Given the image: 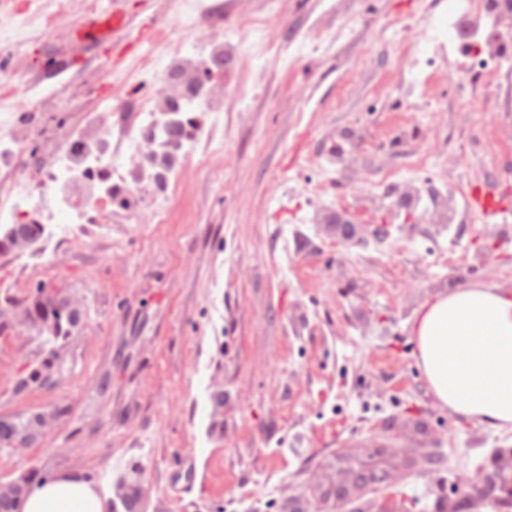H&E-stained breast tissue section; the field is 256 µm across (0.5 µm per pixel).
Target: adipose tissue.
Returning <instances> with one entry per match:
<instances>
[{"label":"adipose tissue","instance_id":"adipose-tissue-1","mask_svg":"<svg viewBox=\"0 0 512 512\" xmlns=\"http://www.w3.org/2000/svg\"><path fill=\"white\" fill-rule=\"evenodd\" d=\"M414 358L435 402L454 417L512 427V288L460 284L414 313ZM20 512H104L97 489L61 474L26 496Z\"/></svg>","mask_w":512,"mask_h":512}]
</instances>
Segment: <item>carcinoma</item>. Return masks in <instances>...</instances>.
Listing matches in <instances>:
<instances>
[{
	"mask_svg": "<svg viewBox=\"0 0 512 512\" xmlns=\"http://www.w3.org/2000/svg\"><path fill=\"white\" fill-rule=\"evenodd\" d=\"M12 236L0 234V253L14 251L20 247L35 244L41 236L40 224H13ZM45 287L37 285L25 300L15 302L6 297L0 307V332L18 327L40 339L43 356L25 365L15 384L18 394L32 389L50 390L57 384L63 371L61 351L69 338L87 317V308L77 315L68 303L61 302L55 307L43 304ZM34 428L32 415H18L0 419V449H9L19 438ZM132 476L120 478L109 500L107 512H144V487L138 478L139 464L130 466ZM51 474L37 469L29 470L18 477L0 484V512H18L20 500L40 486Z\"/></svg>",
	"mask_w": 512,
	"mask_h": 512,
	"instance_id": "cac0c4a2",
	"label": "carcinoma"
}]
</instances>
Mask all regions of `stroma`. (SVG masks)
I'll return each mask as SVG.
<instances>
[{
  "instance_id": "35a3bbf8",
  "label": "stroma",
  "mask_w": 512,
  "mask_h": 512,
  "mask_svg": "<svg viewBox=\"0 0 512 512\" xmlns=\"http://www.w3.org/2000/svg\"><path fill=\"white\" fill-rule=\"evenodd\" d=\"M223 33L268 21L262 62L225 49L231 83L211 134L224 157L180 163L166 224H115L109 235L57 256L45 281L88 306L63 350L50 390L18 395L38 340L0 334V416L68 407L42 442L0 450V481L36 468L91 473L103 497L132 463L142 467L146 512H332L325 493L349 488L350 506L376 512V495L353 485L354 460L386 462L390 445L442 456L432 472L405 468L396 486L403 512H436L460 500L456 471L493 469L512 430L454 419L429 393L407 324L419 305L461 278L512 286V218L489 223L400 224L384 239L336 243L342 214L380 224L372 182L410 161L440 189L512 187V112L496 99L461 111L448 71L421 55L407 65L381 25L412 41L427 22L450 18L463 52L472 19L451 0H221ZM129 24L77 45L47 39L42 54L75 62L55 84L33 90L54 112L31 123L55 127L112 93H150L152 62L180 32L172 0H102ZM323 38L310 56L297 45ZM111 375L112 390L97 385Z\"/></svg>"
}]
</instances>
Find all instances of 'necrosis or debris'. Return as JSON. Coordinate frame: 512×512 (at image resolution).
<instances>
[{"label": "necrosis or debris", "instance_id": "obj_1", "mask_svg": "<svg viewBox=\"0 0 512 512\" xmlns=\"http://www.w3.org/2000/svg\"><path fill=\"white\" fill-rule=\"evenodd\" d=\"M57 8L43 13L38 0H26L17 24L0 23V55L14 54L31 46L37 33L53 34L68 18V0H56ZM182 37L172 40L154 78L158 84L172 82L187 74L184 52L197 35L213 34L222 9L215 0H174ZM457 11L481 20L477 31L481 49L462 64H449L448 81L464 85L474 73L484 82L460 97V108H468L477 96L495 91V73L512 63V0H455ZM64 60L40 58L28 62L25 70L0 65V223L19 224L32 220L43 226L41 243L58 247L81 239L85 225L106 229L114 217L135 221L141 208L133 203L122 211L112 203L116 192L140 194L142 186L161 184L160 196L151 205L155 223H167L169 201L178 188L174 168L149 165L148 151L157 156L178 153L192 159L198 149L218 153L211 136L215 103L222 99L228 81L214 73L195 92L179 98L176 110L200 114L198 127L178 143L167 142L161 126L162 109L150 95L128 103L125 98L105 96L102 110L86 113L81 122L59 125L45 150L30 155L29 143L36 129L21 121L22 115L36 111L38 104L26 92L28 86L53 81Z\"/></svg>", "mask_w": 512, "mask_h": 512}]
</instances>
